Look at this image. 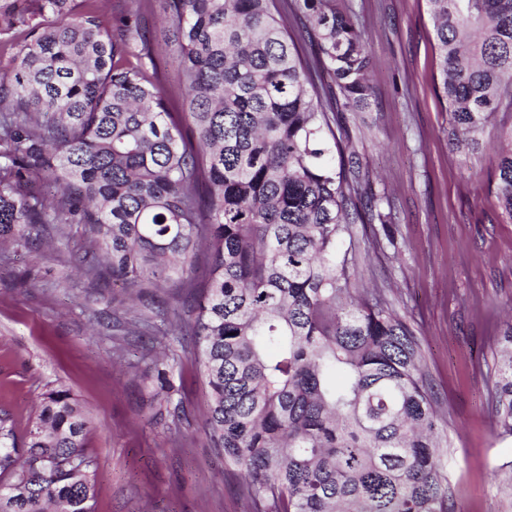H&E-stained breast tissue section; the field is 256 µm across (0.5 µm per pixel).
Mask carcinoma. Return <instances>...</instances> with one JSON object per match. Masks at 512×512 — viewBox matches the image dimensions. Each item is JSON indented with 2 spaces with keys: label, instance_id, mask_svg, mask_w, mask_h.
<instances>
[{
  "label": "carcinoma",
  "instance_id": "carcinoma-1",
  "mask_svg": "<svg viewBox=\"0 0 512 512\" xmlns=\"http://www.w3.org/2000/svg\"><path fill=\"white\" fill-rule=\"evenodd\" d=\"M180 85L171 112L148 32L102 0H0V244L48 247L81 224L91 285L164 305L127 333L186 336L207 394L209 446L241 470L254 512H450L448 432L417 337L338 255L384 220L336 163L330 112L369 108L371 49L340 0H293L310 63L276 0H162ZM438 96L458 150L512 110V0H428ZM495 205L512 220V127ZM39 179L52 199L25 191ZM195 302L184 321L179 308ZM491 393L512 436V322ZM165 352L151 378L171 404ZM173 405V404H171ZM183 411L182 401L171 414ZM90 420L42 393L23 436L0 417V512H93Z\"/></svg>",
  "mask_w": 512,
  "mask_h": 512
}]
</instances>
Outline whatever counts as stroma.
Returning <instances> with one entry per match:
<instances>
[{
	"mask_svg": "<svg viewBox=\"0 0 512 512\" xmlns=\"http://www.w3.org/2000/svg\"><path fill=\"white\" fill-rule=\"evenodd\" d=\"M371 47V107L330 115L344 151H355L359 193L391 224H357L352 247L371 287L384 292L418 337L448 421L452 512H512V438L489 409L496 339L512 308V221L494 205L498 113L469 153L448 142L449 115L435 87L438 59L427 0H344ZM111 22L139 16L171 111L184 90L164 51L161 0H106ZM82 225L43 254L0 248V414L24 434L40 395L65 385L93 420L94 512H250L239 471L209 448L207 397L193 349L169 336L174 385L186 410L159 415L151 358L140 340L113 342L130 318L119 288L90 287L78 269ZM25 282H18V275Z\"/></svg>",
	"mask_w": 512,
	"mask_h": 512,
	"instance_id": "35a3bbf8",
	"label": "stroma"
}]
</instances>
